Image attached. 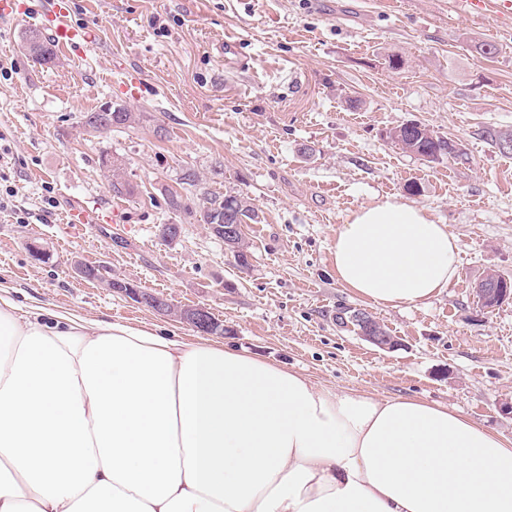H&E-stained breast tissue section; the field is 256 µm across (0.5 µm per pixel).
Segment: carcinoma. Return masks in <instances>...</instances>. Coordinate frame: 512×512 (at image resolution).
Listing matches in <instances>:
<instances>
[{
    "label": "carcinoma",
    "mask_w": 512,
    "mask_h": 512,
    "mask_svg": "<svg viewBox=\"0 0 512 512\" xmlns=\"http://www.w3.org/2000/svg\"><path fill=\"white\" fill-rule=\"evenodd\" d=\"M23 48L35 64H47L54 59V50L44 36L40 37L38 48L33 49L26 44L23 45ZM112 113L118 117V127L120 128H133L144 118L140 112H131L121 107L112 109ZM405 130L406 126L400 125L389 134L392 142L405 152L417 155L427 162H436L445 157L454 158L458 155L453 139L436 134L426 125L420 129L413 128V132L409 136L404 135ZM102 164L112 172L111 188L115 195L124 196L134 193V187L120 176L123 163L104 158ZM180 181L195 188V196L183 198L169 194L164 198L165 205L168 209L180 212L199 224H222L227 210L232 211L233 222L236 224L254 222L258 218V214L244 197L211 189L208 181L202 179L192 168L186 169ZM227 248L232 253L238 267L242 269L249 267V254L244 241L229 243Z\"/></svg>",
    "instance_id": "obj_1"
}]
</instances>
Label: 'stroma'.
Here are the masks:
<instances>
[{
    "instance_id": "obj_1",
    "label": "stroma",
    "mask_w": 512,
    "mask_h": 512,
    "mask_svg": "<svg viewBox=\"0 0 512 512\" xmlns=\"http://www.w3.org/2000/svg\"><path fill=\"white\" fill-rule=\"evenodd\" d=\"M69 20L93 27V43L43 66L22 48L29 21L0 20V175L16 190L0 210L1 295L23 311L203 340L75 270L100 266L176 306L207 307L229 349L339 392L441 403L512 437V301L486 313L474 295L488 271L512 279V154L491 141L512 132L511 28L463 14L459 0H71ZM134 76L136 96L125 89ZM107 105L145 119L86 131L84 115ZM411 121L456 140L459 157L402 151L389 133ZM106 154L124 156L133 196H113ZM185 167L257 210L244 227L248 269L207 225L165 208L167 194L190 191ZM388 196L458 243V277L429 304L377 307L336 279L337 227ZM77 206L111 221L69 223ZM164 223L181 229L169 244ZM345 309L369 313L396 348L359 338L337 318Z\"/></svg>"
}]
</instances>
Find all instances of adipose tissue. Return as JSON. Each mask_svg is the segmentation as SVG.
Masks as SVG:
<instances>
[{
  "instance_id": "1",
  "label": "adipose tissue",
  "mask_w": 512,
  "mask_h": 512,
  "mask_svg": "<svg viewBox=\"0 0 512 512\" xmlns=\"http://www.w3.org/2000/svg\"><path fill=\"white\" fill-rule=\"evenodd\" d=\"M331 256L382 307L427 303L458 274L446 225L398 197L354 212ZM0 512H512V439L0 296Z\"/></svg>"
}]
</instances>
